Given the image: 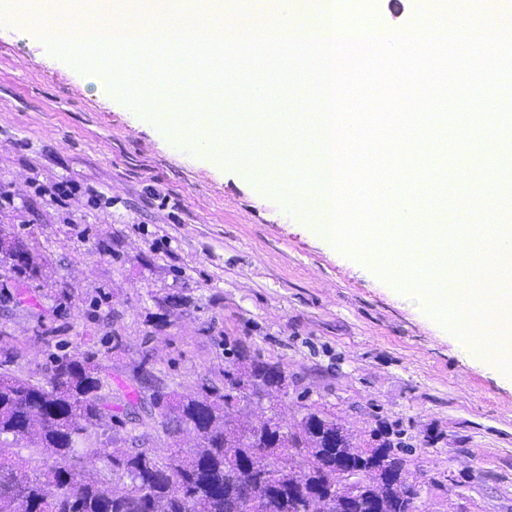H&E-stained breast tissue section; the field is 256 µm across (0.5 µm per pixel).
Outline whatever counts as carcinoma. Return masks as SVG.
<instances>
[{
  "mask_svg": "<svg viewBox=\"0 0 512 512\" xmlns=\"http://www.w3.org/2000/svg\"><path fill=\"white\" fill-rule=\"evenodd\" d=\"M0 254L21 270L28 268L25 245L0 230ZM237 367L224 370L233 384L250 367L253 387L270 398L280 392L272 376L278 363L254 365L255 356L238 340L229 342ZM0 361V512H227L231 500L246 506L245 487L262 484L268 512H299L311 495L336 499L337 472L351 466L368 475L361 502L351 512H412L406 486L404 455L412 448L381 441L368 453L351 454L336 443V419L310 412L294 426L271 418L249 426L234 416L248 396L204 387L179 395L158 388L145 398L118 403L112 376L93 360L54 354L50 367L37 375H17ZM161 410L164 448L115 456L99 441V423L108 418L115 430L142 424ZM191 429L198 443L185 451L172 443ZM36 457L30 467L21 450ZM104 461L93 474L83 461Z\"/></svg>",
  "mask_w": 512,
  "mask_h": 512,
  "instance_id": "1",
  "label": "carcinoma"
}]
</instances>
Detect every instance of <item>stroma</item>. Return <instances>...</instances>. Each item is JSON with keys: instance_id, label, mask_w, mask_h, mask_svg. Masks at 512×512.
Wrapping results in <instances>:
<instances>
[{"instance_id": "obj_1", "label": "stroma", "mask_w": 512, "mask_h": 512, "mask_svg": "<svg viewBox=\"0 0 512 512\" xmlns=\"http://www.w3.org/2000/svg\"><path fill=\"white\" fill-rule=\"evenodd\" d=\"M286 194L170 143L36 24L0 22V228L32 266L0 260V359L21 346L14 370L44 371L54 336L134 399L144 360L178 393L223 387L237 338L288 372L287 394L241 403L244 418L320 411L358 448L400 433L421 512H512V377Z\"/></svg>"}]
</instances>
